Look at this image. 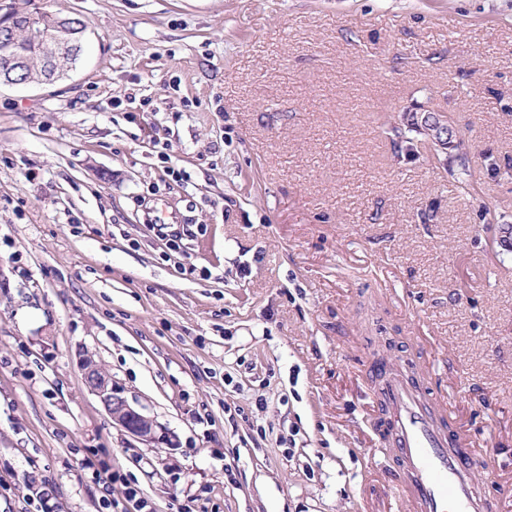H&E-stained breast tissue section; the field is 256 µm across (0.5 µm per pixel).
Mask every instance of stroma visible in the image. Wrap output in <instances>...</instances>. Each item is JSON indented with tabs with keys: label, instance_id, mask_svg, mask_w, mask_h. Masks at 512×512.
<instances>
[{
	"label": "stroma",
	"instance_id": "obj_1",
	"mask_svg": "<svg viewBox=\"0 0 512 512\" xmlns=\"http://www.w3.org/2000/svg\"><path fill=\"white\" fill-rule=\"evenodd\" d=\"M35 3L87 47L0 86V512L44 484L97 512L91 449L119 505L403 512L376 358L428 366L512 512V0ZM416 102L465 130L469 176L395 153ZM86 355L166 443L112 421ZM97 453L93 454V457H87L82 463V469L92 470V475L103 486L110 483H114L118 480V476L110 471L107 462L104 459L97 457Z\"/></svg>",
	"mask_w": 512,
	"mask_h": 512
}]
</instances>
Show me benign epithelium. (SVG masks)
<instances>
[{
    "label": "benign epithelium",
    "mask_w": 512,
    "mask_h": 512,
    "mask_svg": "<svg viewBox=\"0 0 512 512\" xmlns=\"http://www.w3.org/2000/svg\"><path fill=\"white\" fill-rule=\"evenodd\" d=\"M86 26L80 19L57 13L34 10L21 18L6 12L0 14V39H8L15 32H22L30 50L22 51L16 42H11L10 66L6 73L19 72L32 57L39 58L46 67L53 66L55 60L64 55H78L84 42ZM427 124L431 126L430 141L437 144L439 153L435 154L436 163H441L440 155L446 153L444 145L448 144V135L443 130L444 117L438 112L424 113ZM85 381L90 390L100 399L112 420L123 427L133 437L154 442L157 437V425L141 409L130 403L124 390L117 386L112 377L95 361L85 358L82 363Z\"/></svg>",
    "instance_id": "7a95c632"
}]
</instances>
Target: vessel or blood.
Wrapping results in <instances>:
<instances>
[{
    "label": "vessel or blood",
    "mask_w": 512,
    "mask_h": 512,
    "mask_svg": "<svg viewBox=\"0 0 512 512\" xmlns=\"http://www.w3.org/2000/svg\"><path fill=\"white\" fill-rule=\"evenodd\" d=\"M374 432L408 512H489L482 486L495 484L497 472L482 465L471 435L424 384L389 370Z\"/></svg>",
    "instance_id": "obj_1"
}]
</instances>
